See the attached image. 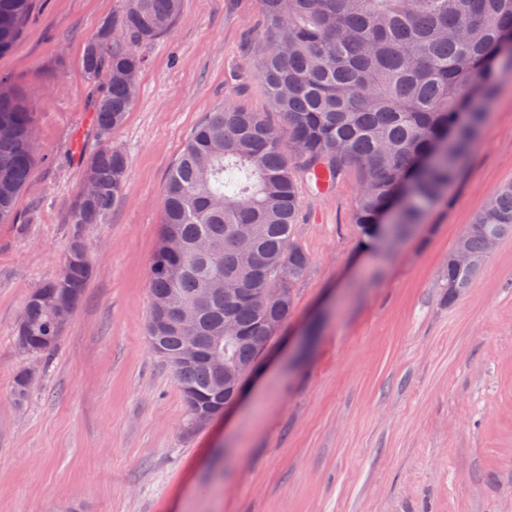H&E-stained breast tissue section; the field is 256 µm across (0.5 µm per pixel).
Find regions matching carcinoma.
I'll return each instance as SVG.
<instances>
[{
	"label": "carcinoma",
	"instance_id": "obj_1",
	"mask_svg": "<svg viewBox=\"0 0 512 512\" xmlns=\"http://www.w3.org/2000/svg\"><path fill=\"white\" fill-rule=\"evenodd\" d=\"M267 20L256 63L271 107L263 112L227 102L198 123L169 173L162 224L150 268L147 334L184 397L215 414L224 406V376L243 380L276 329L288 319L294 286L310 265L296 239L301 214L297 176L339 179L358 168L362 187L354 221L372 239L379 215L401 184L395 238L401 239L458 176L486 121L478 103L492 99L512 56V0H260ZM35 0H0V55L9 52ZM181 0H124L86 44L82 65L104 79L94 106L97 143L84 173L97 192L79 195L76 230L64 260L67 279L44 282L28 296L15 340L25 353L48 357L64 330L51 303L81 304L92 266L83 231L103 224L119 201L127 153L105 142L136 97L144 65L138 46L168 32ZM36 113L10 79L0 77V223L34 177L41 148ZM512 237V183L499 188L459 237L480 257L469 267L448 258V299L471 287L492 252L489 240ZM270 288L281 289L277 298ZM194 311L193 338L170 308ZM234 321L236 339L224 340ZM192 349L196 358L183 361Z\"/></svg>",
	"mask_w": 512,
	"mask_h": 512
}]
</instances>
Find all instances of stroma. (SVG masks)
Masks as SVG:
<instances>
[{
	"label": "stroma",
	"mask_w": 512,
	"mask_h": 512,
	"mask_svg": "<svg viewBox=\"0 0 512 512\" xmlns=\"http://www.w3.org/2000/svg\"><path fill=\"white\" fill-rule=\"evenodd\" d=\"M122 6L36 0L0 56L42 148L14 222L0 223V512H512V238L466 293L444 286L457 238L512 181V77L483 103L458 178L393 246H367L354 222L358 168L326 192L299 177L311 262L293 309L238 401L188 433L146 335L161 196L207 112L271 105L255 69L259 0H182L175 25L142 45L135 102L111 135L128 173L108 221L85 232V298L50 359L19 350L16 322L60 268L96 142L102 85L84 47Z\"/></svg>",
	"instance_id": "35a3bbf8"
}]
</instances>
